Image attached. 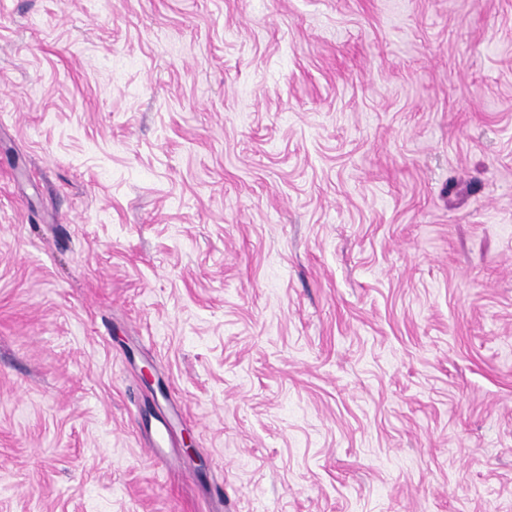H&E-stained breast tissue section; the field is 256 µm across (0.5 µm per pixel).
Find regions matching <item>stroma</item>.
Returning <instances> with one entry per match:
<instances>
[{
	"label": "stroma",
	"mask_w": 512,
	"mask_h": 512,
	"mask_svg": "<svg viewBox=\"0 0 512 512\" xmlns=\"http://www.w3.org/2000/svg\"><path fill=\"white\" fill-rule=\"evenodd\" d=\"M0 512H512V0H0Z\"/></svg>",
	"instance_id": "stroma-1"
}]
</instances>
